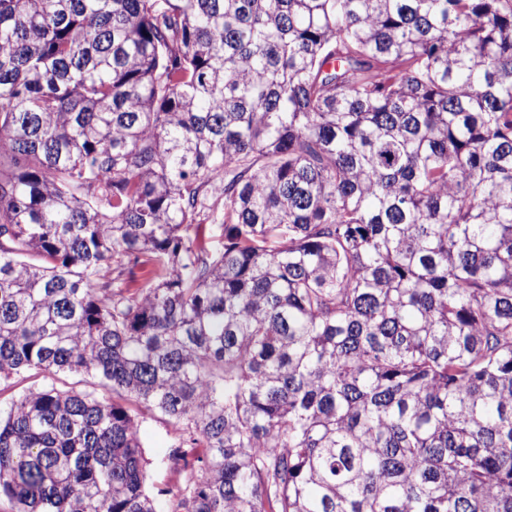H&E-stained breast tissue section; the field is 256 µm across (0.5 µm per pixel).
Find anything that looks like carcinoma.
<instances>
[{
  "mask_svg": "<svg viewBox=\"0 0 512 512\" xmlns=\"http://www.w3.org/2000/svg\"><path fill=\"white\" fill-rule=\"evenodd\" d=\"M13 376L12 512H512V0H0ZM175 428L167 423L145 414L141 424V439L145 456L152 462L147 468L146 484L154 490L173 488L176 485L174 475L160 463L177 442Z\"/></svg>",
  "mask_w": 512,
  "mask_h": 512,
  "instance_id": "obj_1",
  "label": "carcinoma"
}]
</instances>
